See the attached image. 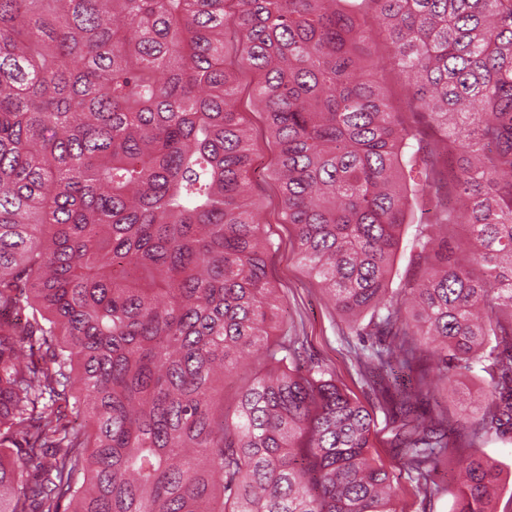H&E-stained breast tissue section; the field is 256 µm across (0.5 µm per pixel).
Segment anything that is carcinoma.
<instances>
[{
	"label": "carcinoma",
	"instance_id": "1",
	"mask_svg": "<svg viewBox=\"0 0 512 512\" xmlns=\"http://www.w3.org/2000/svg\"><path fill=\"white\" fill-rule=\"evenodd\" d=\"M342 2L0 0V512H396L374 412L269 339L247 106L299 262L385 340L359 366L420 393L427 336L438 382L491 378L462 432L383 389L416 487L512 433V0H364L397 104ZM416 195L433 222L394 288ZM501 483L471 457L453 512H495ZM375 50L378 55L384 58L385 67L379 73V78L387 85V87L391 90L395 97H400L402 94V89L397 77V71L394 69L393 65L390 64L388 60V51L386 44L382 41L381 38H376V42L374 45Z\"/></svg>",
	"mask_w": 512,
	"mask_h": 512
}]
</instances>
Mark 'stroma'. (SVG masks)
Here are the masks:
<instances>
[{
  "mask_svg": "<svg viewBox=\"0 0 512 512\" xmlns=\"http://www.w3.org/2000/svg\"><path fill=\"white\" fill-rule=\"evenodd\" d=\"M243 119L255 143L253 196L264 205V229L277 245L268 261L269 278L284 298L281 311L283 319L291 327L293 335L299 336L304 342V359L318 362L328 369L339 386L365 406L375 409L378 434L372 454L397 478L394 499L397 512H452L456 486L451 474L464 462V455H449L447 465L435 475L429 492L417 489L411 472L403 464L400 449L394 448L391 443V422L397 406L383 399L378 377L360 370L351 353L354 346L361 344V337L351 331L316 280L298 263L290 225L275 220L276 190L267 177L273 148L264 133V116L249 110L244 112ZM427 221L424 201H413L394 261V282H402L414 272V234L418 225ZM488 382V375L481 368H474L461 382L445 389H435L433 397L419 396L417 411L425 416L440 414L450 421H461L464 413L459 403L460 397L467 393L476 395L487 392ZM480 453L494 460L502 470L505 488L499 495L498 512H512V438H490L481 446Z\"/></svg>",
  "mask_w": 512,
  "mask_h": 512,
  "instance_id": "35a3bbf8",
  "label": "stroma"
}]
</instances>
